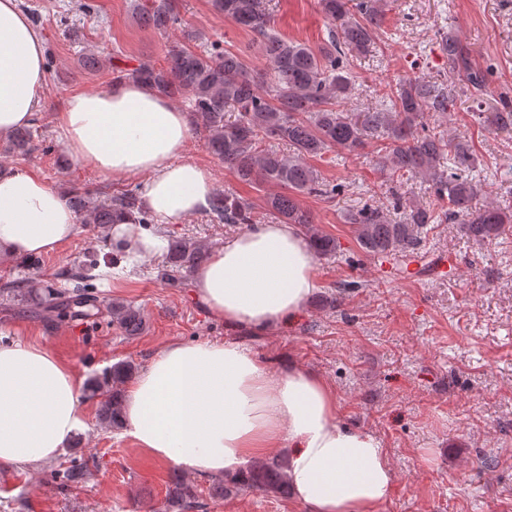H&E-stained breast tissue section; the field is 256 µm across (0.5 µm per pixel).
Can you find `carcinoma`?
Listing matches in <instances>:
<instances>
[{
	"instance_id": "obj_1",
	"label": "carcinoma",
	"mask_w": 512,
	"mask_h": 512,
	"mask_svg": "<svg viewBox=\"0 0 512 512\" xmlns=\"http://www.w3.org/2000/svg\"><path fill=\"white\" fill-rule=\"evenodd\" d=\"M214 11L232 19L253 33L266 68L251 67L241 53L206 41L195 48L174 45L166 65L141 62L129 69L112 66V80L133 78L168 98H186L195 122L205 133L208 146L224 167L250 185L278 187L280 191L262 197L264 214L281 224H294L309 236L318 257L337 253L336 239L319 232L310 211L300 203L303 195L332 201L340 192L336 184L320 180L306 163L332 148L359 152L373 144L389 174L387 181L403 177L421 178L430 184L433 203L424 205L397 192L392 186L380 191L384 201H366L350 214L356 226L357 242L366 256L395 257L414 250L421 233L437 218L458 220L476 241L487 240L512 223V206L490 201L478 210L472 207L478 193L470 170L473 154L459 139L445 137L430 125L455 110L456 97L442 83H425L417 78L402 79L387 95L385 107L364 112H344L341 103L355 90L348 72L350 61L376 50L383 23L384 0H320L323 13L334 22L328 40L317 50L283 38L273 26L266 0H211ZM145 23L165 32L181 24L173 0H152L139 8ZM442 51L448 54V69L473 95L490 94L487 74L474 68L468 48L453 32L442 34ZM500 106L486 121L497 130H512V101L499 97ZM38 129H18L9 135V148L16 153L35 149ZM68 200L75 212L104 229L129 218L148 227L156 218L141 205L136 187L119 194H105L99 200L74 188ZM208 214L217 224L248 226L261 222L256 206L228 191H218ZM207 258V251L194 242H171L166 256V275L175 286ZM98 265L93 256L82 264L83 273L72 289L53 284L35 288L18 280L9 288L10 298L47 313L51 318L89 317L98 305ZM112 325L128 336L141 331L144 315L124 303L109 307ZM135 366L118 362L103 375L87 382L90 396L99 398L98 421L105 428L121 425L123 385L132 378ZM62 487L85 481L86 465L72 464L50 470ZM219 495L241 490L288 494L285 466L278 461L250 466L242 479L222 478L212 486ZM168 512H189L200 507L197 486L177 477L166 494Z\"/></svg>"
}]
</instances>
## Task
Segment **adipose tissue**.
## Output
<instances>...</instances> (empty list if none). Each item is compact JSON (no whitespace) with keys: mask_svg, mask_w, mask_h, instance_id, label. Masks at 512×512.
<instances>
[{"mask_svg":"<svg viewBox=\"0 0 512 512\" xmlns=\"http://www.w3.org/2000/svg\"><path fill=\"white\" fill-rule=\"evenodd\" d=\"M46 87L44 41L19 0H0V136L30 125ZM65 146L105 176L141 179L145 210L178 224L205 212L211 170L185 160L191 118L167 97L123 80L74 92L56 116ZM65 196L40 176L0 172V261L55 251L77 232ZM125 264L161 255L165 237L114 224ZM194 293L226 326L264 332L294 318L316 288L312 247L292 224H254L227 237L193 274ZM82 379L36 342H0V462L56 459L85 430ZM126 435L153 457L200 476L240 475L282 450L306 512H377L394 473L382 440L342 425L333 388L312 371L278 368L237 340L171 342L126 387Z\"/></svg>","mask_w":512,"mask_h":512,"instance_id":"adipose-tissue-1","label":"adipose tissue"}]
</instances>
